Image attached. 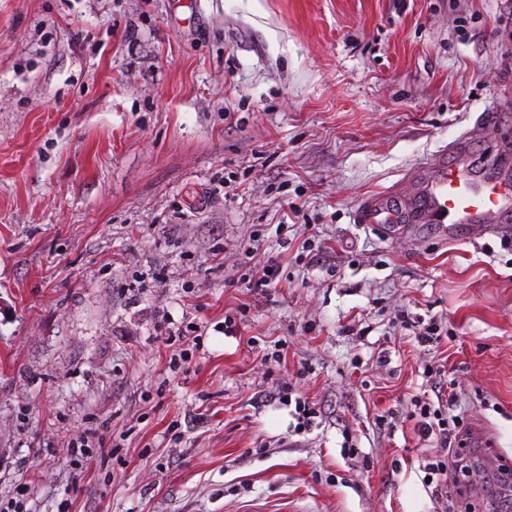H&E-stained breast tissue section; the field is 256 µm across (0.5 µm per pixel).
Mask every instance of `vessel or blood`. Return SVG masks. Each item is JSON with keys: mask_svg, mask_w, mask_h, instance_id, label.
Segmentation results:
<instances>
[{"mask_svg": "<svg viewBox=\"0 0 512 512\" xmlns=\"http://www.w3.org/2000/svg\"><path fill=\"white\" fill-rule=\"evenodd\" d=\"M465 149V138H458L448 156L427 164L414 203L399 207L387 196H373L360 204L359 222L382 225L390 238L401 235L411 224H433L451 237L461 225L482 228L512 222V175L488 178L454 164L453 156Z\"/></svg>", "mask_w": 512, "mask_h": 512, "instance_id": "1", "label": "vessel or blood"}]
</instances>
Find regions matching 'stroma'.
<instances>
[{
    "label": "stroma",
    "mask_w": 512,
    "mask_h": 512,
    "mask_svg": "<svg viewBox=\"0 0 512 512\" xmlns=\"http://www.w3.org/2000/svg\"><path fill=\"white\" fill-rule=\"evenodd\" d=\"M199 2L0 0V495L24 474L32 512H512V227L356 218L460 136L474 169L512 159V8ZM165 313L201 328L176 370ZM433 317L419 345L404 323ZM284 386L313 431L262 402ZM451 386L473 474L444 505L411 400ZM292 416L297 421L292 431L295 432L296 435H300L311 431L313 427L319 425L316 419L320 417V410L316 408L315 403H311L307 398L298 395L294 398V411H292Z\"/></svg>",
    "instance_id": "1"
}]
</instances>
